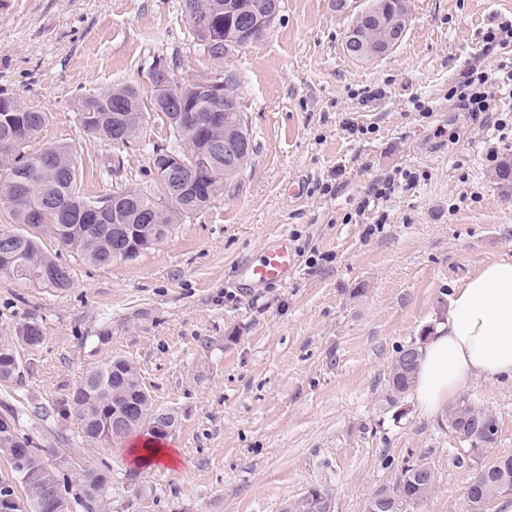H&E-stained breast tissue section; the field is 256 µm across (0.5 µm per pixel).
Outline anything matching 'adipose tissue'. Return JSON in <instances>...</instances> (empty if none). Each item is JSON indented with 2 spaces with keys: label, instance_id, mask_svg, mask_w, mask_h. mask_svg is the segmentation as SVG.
Returning a JSON list of instances; mask_svg holds the SVG:
<instances>
[{
  "label": "adipose tissue",
  "instance_id": "ef3b65f1",
  "mask_svg": "<svg viewBox=\"0 0 512 512\" xmlns=\"http://www.w3.org/2000/svg\"><path fill=\"white\" fill-rule=\"evenodd\" d=\"M512 378V258L484 264L457 285L447 316L423 345L412 395L428 415L443 414L473 378Z\"/></svg>",
  "mask_w": 512,
  "mask_h": 512
}]
</instances>
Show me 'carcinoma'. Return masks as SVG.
<instances>
[{
  "mask_svg": "<svg viewBox=\"0 0 512 512\" xmlns=\"http://www.w3.org/2000/svg\"><path fill=\"white\" fill-rule=\"evenodd\" d=\"M210 6L207 31L193 33L195 44L203 54L216 63L234 49L224 47V26L246 30L254 16L266 10L270 0H203ZM400 0H372V8L355 18L360 30L367 36L379 35L378 16L394 14ZM207 93L196 84L180 87L181 110L191 112L205 101ZM147 109L139 89L131 84L118 83L112 87L78 100V119L83 131L95 138L112 142L116 129L136 121ZM176 112L168 109L155 114L153 122L168 130L170 145L180 151L194 152L196 139L185 133L175 120ZM48 122V115L28 105L20 98L0 91V139L10 135L14 146L0 151V204L9 208L14 223L21 228L13 230L16 264L8 269L0 266V276L12 278L33 288L65 290L72 284V269L59 262L45 246L41 234L48 232L56 245L76 252L87 263L105 267L116 260L113 251L122 249L135 238L150 240L158 233V225L145 223L147 213L163 224H178L195 212L205 209L216 196L238 179L241 171L224 172V163L200 176L187 175L175 181L166 171L150 161L151 170L163 178L171 194L166 212L152 213L157 196L152 189H138V200L122 202L117 222L87 224L81 216L92 201L81 192L80 165L73 150L67 145H49L36 151L29 150ZM39 215L33 222L32 215ZM39 333L35 326H26L15 336H0V383L19 378L21 367L17 344L29 343V335ZM413 351H398L392 361L386 383L385 406H397L411 390L418 368L421 345L410 344ZM61 411L76 416L82 433L97 438L103 447L122 441L136 431H144L160 440L168 432L155 430L157 421L173 427L176 418L170 411L154 404L145 387L136 364L122 356H115L100 366L87 371L67 398L60 402ZM127 419L125 430L118 434L112 429V418ZM442 422L462 446L468 460L479 465L475 480L479 482V497L467 503V512H486L490 501L503 494L502 486L512 487V456L495 454L498 433L487 434L486 429L498 425L492 410L464 395L446 410ZM27 460L28 476L21 481L31 512L46 485L58 481V471L44 461L43 449L29 437L19 444L0 434V458L11 461L16 452ZM112 480V467L106 463L83 470L81 501L83 512H112V502L106 499L102 486ZM435 489L434 472L426 467L404 470L391 487H383L371 496L366 506L369 512H413ZM314 495L300 497L288 504L283 512H333L332 495L326 489L312 488Z\"/></svg>",
  "mask_w": 512,
  "mask_h": 512,
  "instance_id": "1",
  "label": "carcinoma"
}]
</instances>
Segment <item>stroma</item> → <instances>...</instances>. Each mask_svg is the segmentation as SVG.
<instances>
[{
    "mask_svg": "<svg viewBox=\"0 0 512 512\" xmlns=\"http://www.w3.org/2000/svg\"><path fill=\"white\" fill-rule=\"evenodd\" d=\"M362 2L281 0L268 35L217 66L183 0H0V90L47 113L37 143L75 149L89 199L151 182L168 132L148 126L119 149L83 132L76 102L120 82L150 96L153 62L182 82L231 75L252 134L237 185L137 258L100 268L60 250L73 270L63 291L0 277V336L28 323L43 336L20 347L26 369L0 385V405L21 414L46 462L74 457L65 482L111 464L112 512L134 499L141 512H281L312 487L330 491L335 512H365L418 464L437 486L414 512H466L475 463L458 462L440 417L408 397L395 418L382 395L398 349L434 327L452 289L512 257V193L486 159L492 147L512 159V123L484 122L459 97L471 67L512 63V43L484 41L512 20V0H411L400 44L357 59L345 36ZM384 177L394 192L359 212ZM284 232L295 278L238 291L241 263ZM116 355L175 414L174 462L131 468L122 447L87 441L58 413L79 377ZM463 392L493 410L495 451L512 455V379Z\"/></svg>",
    "mask_w": 512,
    "mask_h": 512,
    "instance_id": "35a3bbf8",
    "label": "stroma"
}]
</instances>
